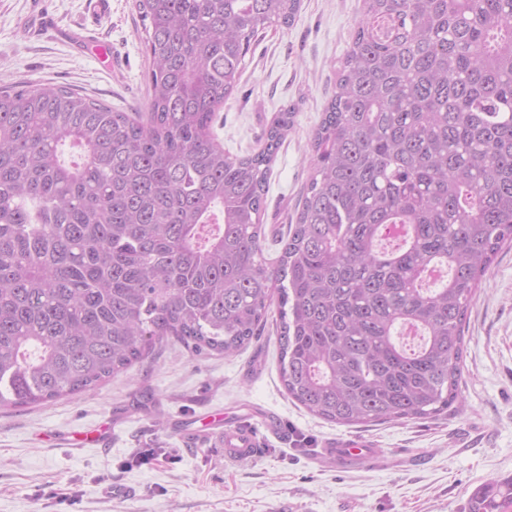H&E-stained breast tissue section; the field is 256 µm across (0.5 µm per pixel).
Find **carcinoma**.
<instances>
[{
	"instance_id": "carcinoma-1",
	"label": "carcinoma",
	"mask_w": 512,
	"mask_h": 512,
	"mask_svg": "<svg viewBox=\"0 0 512 512\" xmlns=\"http://www.w3.org/2000/svg\"><path fill=\"white\" fill-rule=\"evenodd\" d=\"M299 3L138 0L152 69L135 117L0 87V407L91 390L170 337L232 355L274 301L281 380L311 414L368 426L459 402L468 309L512 245V0H364L272 264L267 184L293 113L241 158L213 124L251 43ZM470 512H512V478Z\"/></svg>"
}]
</instances>
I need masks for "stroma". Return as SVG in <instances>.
Segmentation results:
<instances>
[{"mask_svg": "<svg viewBox=\"0 0 512 512\" xmlns=\"http://www.w3.org/2000/svg\"><path fill=\"white\" fill-rule=\"evenodd\" d=\"M87 0H0V85L66 87L113 109L148 102L145 26L136 0H111L99 22ZM363 0H301L294 21L267 29L218 112L217 142L247 156L282 110L294 125L272 164L264 255L276 261L312 171L310 138L332 95ZM86 26L115 68L60 40ZM462 404L433 418L339 426L289 398L275 324L230 356H191L175 340L93 390L0 409V512H469L472 494L512 477V248L475 293L465 326ZM276 419L265 453L225 463L194 439L214 415ZM371 442L384 467L317 466L330 439ZM122 484L131 496L110 493Z\"/></svg>", "mask_w": 512, "mask_h": 512, "instance_id": "stroma-1", "label": "stroma"}]
</instances>
